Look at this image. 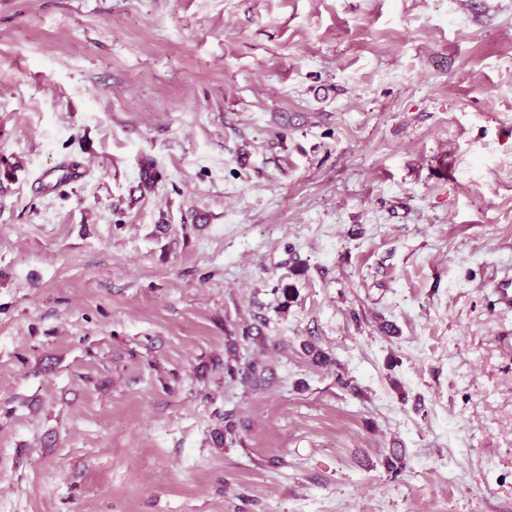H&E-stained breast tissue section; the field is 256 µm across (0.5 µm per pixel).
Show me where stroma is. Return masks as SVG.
<instances>
[{
  "label": "stroma",
  "instance_id": "1",
  "mask_svg": "<svg viewBox=\"0 0 512 512\" xmlns=\"http://www.w3.org/2000/svg\"><path fill=\"white\" fill-rule=\"evenodd\" d=\"M496 277L512 0H0V512H512Z\"/></svg>",
  "mask_w": 512,
  "mask_h": 512
}]
</instances>
